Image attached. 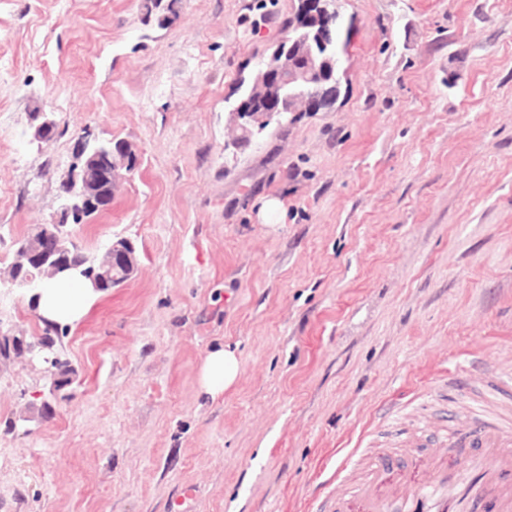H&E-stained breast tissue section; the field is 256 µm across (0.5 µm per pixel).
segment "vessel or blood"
<instances>
[{
    "label": "vessel or blood",
    "instance_id": "1",
    "mask_svg": "<svg viewBox=\"0 0 512 512\" xmlns=\"http://www.w3.org/2000/svg\"><path fill=\"white\" fill-rule=\"evenodd\" d=\"M453 392L463 395L467 405L462 415L450 418L437 447L425 449L413 439L397 438L380 450L356 449L341 466L342 477L353 464L361 466L351 494L358 512H472L477 505L512 512V376L491 374L476 386L456 376L427 397L442 403ZM395 455L422 461L419 482L385 487Z\"/></svg>",
    "mask_w": 512,
    "mask_h": 512
}]
</instances>
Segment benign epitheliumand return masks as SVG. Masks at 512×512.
Listing matches in <instances>:
<instances>
[{
  "label": "benign epithelium",
  "instance_id": "1",
  "mask_svg": "<svg viewBox=\"0 0 512 512\" xmlns=\"http://www.w3.org/2000/svg\"><path fill=\"white\" fill-rule=\"evenodd\" d=\"M318 9L316 17L320 30L315 36L318 49L321 50L327 46L331 23L326 7L320 4ZM281 58L279 65L264 67L258 72L257 98L247 103L244 111L237 113L238 118L245 120V123L239 125L241 130H247L249 124L266 125L275 118L286 120L296 112H316L323 105L324 99L336 98V85L326 86L324 59L310 51L308 40L289 38L282 45ZM77 152L80 163L72 167L65 179L69 188L65 198L68 201L66 213L74 219H81L90 209L104 211L110 208L113 188L128 166V150L119 141L98 142L86 131L78 140ZM66 251L67 246L60 239L53 251L26 252L21 256L20 263L40 269L46 277L64 275L75 269L67 259ZM136 264V249L131 241L120 238L110 242L103 249L95 270L89 275L93 290L101 292L112 286L114 271H128ZM12 347L31 359L44 358L52 368V384H57L58 358L46 357L47 352L52 350L48 341L40 339L27 343L14 336Z\"/></svg>",
  "mask_w": 512,
  "mask_h": 512
}]
</instances>
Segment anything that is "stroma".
Segmentation results:
<instances>
[{
	"mask_svg": "<svg viewBox=\"0 0 512 512\" xmlns=\"http://www.w3.org/2000/svg\"><path fill=\"white\" fill-rule=\"evenodd\" d=\"M297 8L0 0V284L86 129L137 165L67 232L138 249L68 324L59 392L0 357V512H315L391 404L512 372V0H340L335 106L232 143ZM43 333L0 293V336ZM221 347L239 374L213 396ZM239 373V360L235 351H211L201 368V381L205 391L213 396L224 393L235 383Z\"/></svg>",
	"mask_w": 512,
	"mask_h": 512,
	"instance_id": "1",
	"label": "stroma"
}]
</instances>
